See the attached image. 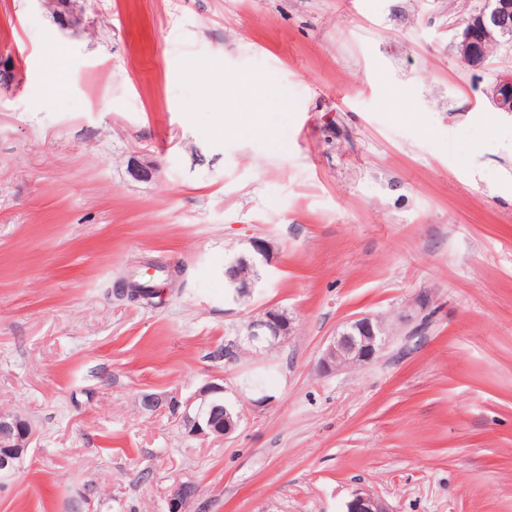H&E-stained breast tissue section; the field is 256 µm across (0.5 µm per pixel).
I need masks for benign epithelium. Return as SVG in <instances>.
I'll return each mask as SVG.
<instances>
[{
	"label": "benign epithelium",
	"mask_w": 512,
	"mask_h": 512,
	"mask_svg": "<svg viewBox=\"0 0 512 512\" xmlns=\"http://www.w3.org/2000/svg\"><path fill=\"white\" fill-rule=\"evenodd\" d=\"M476 16L480 20L479 32L463 29L456 36L454 48L459 57L470 66L480 68L487 61L492 46L500 39L512 35V0H493L491 7ZM491 104L499 112L512 113V72L497 76L489 94ZM256 257H244L232 262L224 276L240 296L247 294L254 284L241 279L235 270L240 264H257V258L267 259L266 244L252 241ZM293 332L292 320L287 313L266 308L259 316H251L237 332V338L227 342L229 354L225 360L236 359L241 341H246L256 350H268L285 340ZM392 327L373 316H361L346 322L336 330L320 358L324 372H335L345 368L372 362L386 343ZM224 393V387L209 385L184 403L181 425L188 434L209 438H220L231 434L242 420V413L234 405H220L216 396ZM34 438L32 425L13 412L0 411V474L14 473L27 454ZM195 489L190 484H180L170 493L168 512H186V506ZM347 512H391L387 503L363 489L354 491L347 504Z\"/></svg>",
	"instance_id": "7a95c632"
}]
</instances>
